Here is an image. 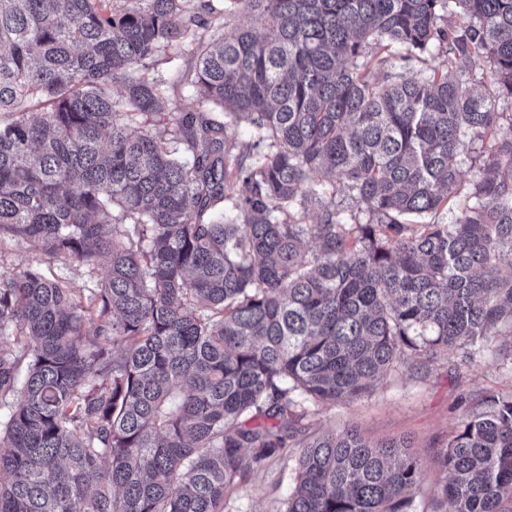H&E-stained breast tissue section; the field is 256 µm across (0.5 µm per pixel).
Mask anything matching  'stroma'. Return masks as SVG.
Here are the masks:
<instances>
[{
    "label": "stroma",
    "mask_w": 512,
    "mask_h": 512,
    "mask_svg": "<svg viewBox=\"0 0 512 512\" xmlns=\"http://www.w3.org/2000/svg\"><path fill=\"white\" fill-rule=\"evenodd\" d=\"M150 77L166 90L165 106L186 112L202 111L192 93L190 50L170 52L155 63ZM512 391V370L502 367L494 352L481 362L456 365L441 358L427 375L403 370L377 381L357 399L324 406L307 422L306 434L357 428L372 441L408 439L417 455L429 459L454 432L466 398L487 392ZM299 449L270 460L251 473L224 500V512H283L297 479Z\"/></svg>",
    "instance_id": "obj_1"
}]
</instances>
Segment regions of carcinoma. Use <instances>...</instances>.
Instances as JSON below:
<instances>
[{
    "label": "carcinoma",
    "mask_w": 512,
    "mask_h": 512,
    "mask_svg": "<svg viewBox=\"0 0 512 512\" xmlns=\"http://www.w3.org/2000/svg\"><path fill=\"white\" fill-rule=\"evenodd\" d=\"M227 2L267 33L212 0H0V239L106 265L84 297L0 265V512H224L312 412L512 334V0ZM203 27L212 111L167 109L145 71ZM437 47L441 68L386 70ZM458 61L482 89L448 78ZM242 121L252 162L227 149ZM466 137L489 146L464 189ZM298 447L284 512H418L407 441ZM435 462V502L512 512V391L465 409Z\"/></svg>",
    "instance_id": "1"
}]
</instances>
